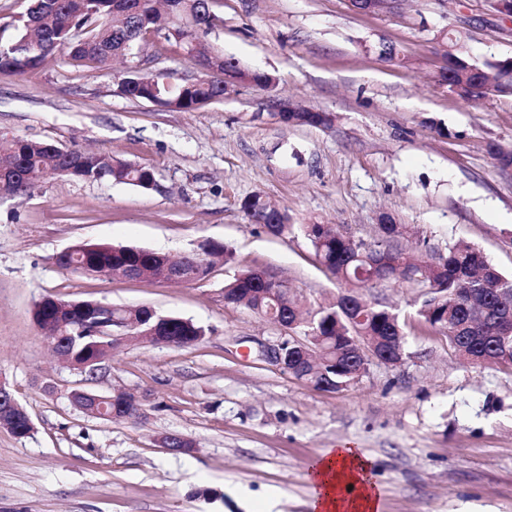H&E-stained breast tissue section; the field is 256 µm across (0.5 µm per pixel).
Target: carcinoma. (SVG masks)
I'll return each instance as SVG.
<instances>
[{
  "instance_id": "carcinoma-1",
  "label": "carcinoma",
  "mask_w": 512,
  "mask_h": 512,
  "mask_svg": "<svg viewBox=\"0 0 512 512\" xmlns=\"http://www.w3.org/2000/svg\"><path fill=\"white\" fill-rule=\"evenodd\" d=\"M215 0H171L166 5L168 22L158 25L156 0H28V7L13 24L14 36L0 41V71L25 74L42 66L53 55H60L74 66L92 65L112 68L114 58H123L134 47L161 36L184 48L186 31L182 19L192 21L195 38L211 30L219 21L214 12ZM197 75L167 90L160 84L132 81L125 89L128 98L158 99L166 109L192 112L201 102L224 96L223 65L211 69L206 50L199 52ZM288 119L295 125L327 126L332 115L326 112H291ZM12 165L18 182L30 172L60 174L67 168L66 155L53 142H36L13 138L0 143V164ZM147 175L142 169L104 152H87L77 178L108 180L137 185ZM247 213L265 218L264 226L276 236L292 230L288 215L282 211L268 213L262 196L249 197ZM302 231L325 269L340 283L344 297L327 305L305 308L301 300L282 286V281L267 272L240 270L224 284V301L250 309L276 324L284 320L295 323L294 337H283L289 367L305 376L308 385L321 391H340L358 380L367 362L359 354L366 336H380L387 341L384 355L392 358L405 354L406 336L399 313L391 310L367 290L386 279L380 272H370L375 249L362 241L354 243L336 236L329 224H304ZM387 249L400 262L391 277L413 282L418 278L428 285L427 297L417 310L418 316L432 327L447 331L448 344L456 355L469 362L496 363L512 359V334L500 329L503 317L512 316V276L501 273L478 248L453 244L420 265L399 248L407 225L395 218L383 225ZM200 250L211 256L209 266L233 260V252L224 244L206 241ZM63 269L78 274L108 273L122 278L125 269L141 267V278L165 279V264L160 253L142 248L94 244L56 257ZM55 297L46 296L35 305L34 318L43 329L54 328L58 315ZM112 317L135 326L144 333L153 327L159 314L145 316L134 307H117ZM168 339L177 347L193 346L205 337V330L188 319L172 317L168 321ZM314 347L310 369L297 368L300 348L294 339ZM60 352L77 362L96 359L92 367L99 370L108 359L113 341L110 338L82 335L77 321L68 319L59 335Z\"/></svg>"
}]
</instances>
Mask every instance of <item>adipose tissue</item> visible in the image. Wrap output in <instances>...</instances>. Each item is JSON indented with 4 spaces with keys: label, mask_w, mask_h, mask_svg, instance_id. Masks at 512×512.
Instances as JSON below:
<instances>
[{
    "label": "adipose tissue",
    "mask_w": 512,
    "mask_h": 512,
    "mask_svg": "<svg viewBox=\"0 0 512 512\" xmlns=\"http://www.w3.org/2000/svg\"><path fill=\"white\" fill-rule=\"evenodd\" d=\"M316 493L311 512H378V489L366 457L354 448L329 450L310 475Z\"/></svg>",
    "instance_id": "1"
}]
</instances>
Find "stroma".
Masks as SVG:
<instances>
[{
	"instance_id": "1",
	"label": "stroma",
	"mask_w": 512,
	"mask_h": 512,
	"mask_svg": "<svg viewBox=\"0 0 512 512\" xmlns=\"http://www.w3.org/2000/svg\"><path fill=\"white\" fill-rule=\"evenodd\" d=\"M209 50L270 85L231 86L192 112L120 94L112 72L53 60L0 73V138L104 151L152 166L157 188L68 177L0 199V378L34 431L0 428V512H310L314 464L356 448L371 464L380 512H512V367L460 359L446 333L418 323L425 288L390 279L374 290L406 327L397 364L369 360L348 388L326 392L265 362L276 324L224 302L243 267L262 269L310 304L335 279L301 230L333 224L373 241L388 213L418 253L467 243L512 276V96L464 101L437 81L441 38L464 34L472 63L512 57V18L488 0H402L391 13L350 0H216ZM394 47V58L380 55ZM141 68L172 82L196 70L155 38ZM289 103L334 117L292 126ZM287 213L278 237L242 207L253 194ZM207 240L234 254L179 285L73 275L55 258L109 243L173 257ZM147 306L206 332L190 347L118 344L94 388L143 401L141 419L102 420L75 408L79 370L60 360L33 315L42 297ZM187 439L172 451L162 439Z\"/></svg>"
}]
</instances>
